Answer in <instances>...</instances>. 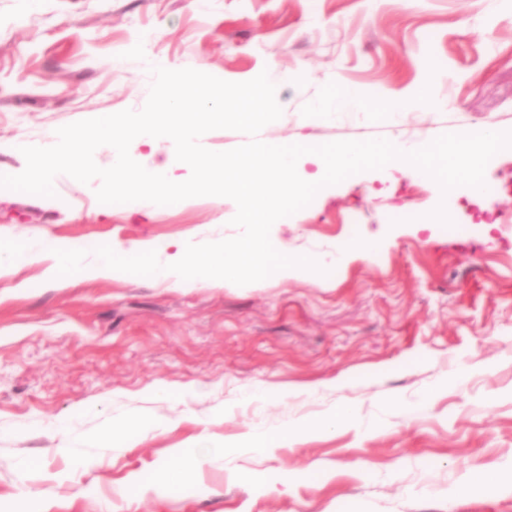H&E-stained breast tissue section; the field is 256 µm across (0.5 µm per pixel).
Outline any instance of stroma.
Instances as JSON below:
<instances>
[{
    "label": "stroma",
    "mask_w": 512,
    "mask_h": 512,
    "mask_svg": "<svg viewBox=\"0 0 512 512\" xmlns=\"http://www.w3.org/2000/svg\"><path fill=\"white\" fill-rule=\"evenodd\" d=\"M245 82L277 63L284 121L266 143L433 140L492 122L512 130V0H0V172L15 140L140 110L153 81L124 52ZM341 82L408 99L399 124L371 112L307 120ZM482 203L449 195L452 226L406 234L330 284L265 279L170 288L148 276L0 277V512H512L495 487L512 461V155ZM99 180L57 177L51 197L0 189V238L48 236L87 251L112 241L238 236L235 203L99 204ZM437 187L394 170L348 177L288 216V247L322 254L358 225L424 221ZM472 372L462 387L449 379ZM315 398L246 402L263 387ZM202 389L201 398L187 393ZM339 403L365 424L299 437L271 454L229 451L158 497L179 449L316 420ZM147 417L151 427L136 419ZM68 423L61 432L59 423ZM80 448L73 467L65 448ZM297 467L320 482L279 475ZM476 477L482 490L457 483Z\"/></svg>",
    "instance_id": "stroma-1"
}]
</instances>
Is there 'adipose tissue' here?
I'll use <instances>...</instances> for the list:
<instances>
[{"instance_id":"ef3b65f1","label":"adipose tissue","mask_w":512,"mask_h":512,"mask_svg":"<svg viewBox=\"0 0 512 512\" xmlns=\"http://www.w3.org/2000/svg\"><path fill=\"white\" fill-rule=\"evenodd\" d=\"M378 107L361 90L340 84L332 92L318 99L312 108V112L323 121L332 123L336 121L340 113L371 112ZM406 107L405 101L396 100L379 108H382L388 117L395 118L400 116ZM358 425L359 421L353 408L348 404L340 403L318 420L291 419L276 427L253 432L240 440L238 445L265 453L274 451L282 444L292 441L296 436L302 434L323 433L333 429L349 427L355 428Z\"/></svg>"}]
</instances>
